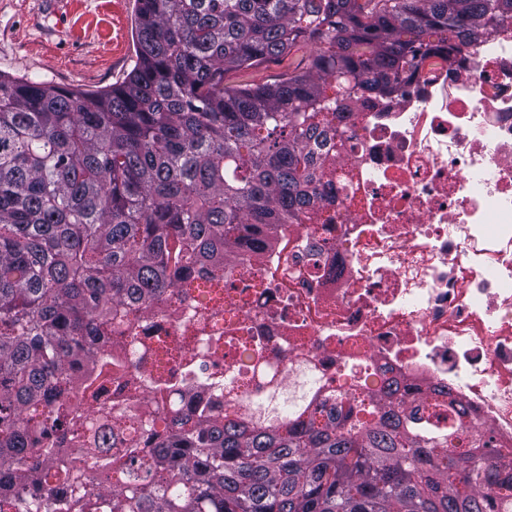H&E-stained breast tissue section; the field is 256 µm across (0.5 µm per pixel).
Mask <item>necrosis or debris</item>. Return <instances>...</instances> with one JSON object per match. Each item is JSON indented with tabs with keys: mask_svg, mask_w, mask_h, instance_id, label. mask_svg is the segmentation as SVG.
<instances>
[{
	"mask_svg": "<svg viewBox=\"0 0 512 512\" xmlns=\"http://www.w3.org/2000/svg\"><path fill=\"white\" fill-rule=\"evenodd\" d=\"M345 125L320 208L272 232L224 315L268 337L263 363L286 383L301 354L330 390L362 364L416 397L450 390L505 442L510 477L512 27Z\"/></svg>",
	"mask_w": 512,
	"mask_h": 512,
	"instance_id": "1",
	"label": "necrosis or debris"
}]
</instances>
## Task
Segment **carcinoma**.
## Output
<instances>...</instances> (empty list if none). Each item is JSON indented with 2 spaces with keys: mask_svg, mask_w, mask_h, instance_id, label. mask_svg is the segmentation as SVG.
Wrapping results in <instances>:
<instances>
[{
  "mask_svg": "<svg viewBox=\"0 0 512 512\" xmlns=\"http://www.w3.org/2000/svg\"><path fill=\"white\" fill-rule=\"evenodd\" d=\"M508 23L512 0H137L136 61L109 89L0 77V512H497V443L473 421L457 451L460 399L327 391L299 355L257 402L201 372L264 371L224 290L270 227L311 219L342 114ZM299 44L304 67L226 83ZM188 297L207 351L175 374L177 347L141 324ZM114 380L149 434L97 402Z\"/></svg>",
  "mask_w": 512,
  "mask_h": 512,
  "instance_id": "carcinoma-1",
  "label": "carcinoma"
}]
</instances>
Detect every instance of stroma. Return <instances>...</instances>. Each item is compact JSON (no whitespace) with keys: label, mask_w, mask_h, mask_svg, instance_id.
Here are the masks:
<instances>
[{"label":"stroma","mask_w":512,"mask_h":512,"mask_svg":"<svg viewBox=\"0 0 512 512\" xmlns=\"http://www.w3.org/2000/svg\"><path fill=\"white\" fill-rule=\"evenodd\" d=\"M135 0H0V74L97 91L130 72Z\"/></svg>","instance_id":"1"}]
</instances>
